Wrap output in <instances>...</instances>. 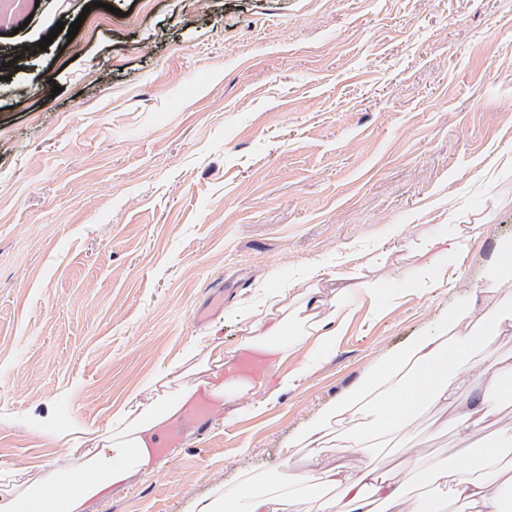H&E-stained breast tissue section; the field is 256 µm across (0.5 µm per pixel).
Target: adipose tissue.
<instances>
[{"label":"adipose tissue","instance_id":"adipose-tissue-1","mask_svg":"<svg viewBox=\"0 0 512 512\" xmlns=\"http://www.w3.org/2000/svg\"><path fill=\"white\" fill-rule=\"evenodd\" d=\"M467 240L457 234L432 235L412 258L431 287L448 280ZM323 280L311 273L303 291L270 289L265 301L241 319L238 351L285 361L298 347L312 344L323 352L341 334L348 317L343 292L332 301L322 297ZM512 335V246L497 247L482 284L470 301L447 320L384 358L341 399L326 406L289 443L287 459L269 473L244 472L215 492L199 512H448L449 501L469 512H512V504L492 491L506 433L481 448L480 469L464 463L452 469L430 465L418 472L387 475L376 468L351 474L326 465L329 448L359 451L373 440L410 437L418 421L455 402L460 383L512 393V356L492 352ZM224 360V342L210 337L206 352L180 363L153 386L146 401L136 403L112 428L97 438L93 454L73 476L48 472L42 482L11 488L14 469L0 468V512H86L91 500L104 497L130 475L152 467L151 445L166 424L183 411L192 396L187 378L205 380Z\"/></svg>","mask_w":512,"mask_h":512}]
</instances>
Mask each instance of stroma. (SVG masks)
Returning a JSON list of instances; mask_svg holds the SVG:
<instances>
[{
	"label": "stroma",
	"instance_id": "obj_1",
	"mask_svg": "<svg viewBox=\"0 0 512 512\" xmlns=\"http://www.w3.org/2000/svg\"><path fill=\"white\" fill-rule=\"evenodd\" d=\"M395 225L410 280L426 236H474L456 280L378 317L352 291L295 388L226 407L89 512H196L467 302L512 239V0H23L0 16V467L76 468L210 332L236 346L228 309L350 272Z\"/></svg>",
	"mask_w": 512,
	"mask_h": 512
}]
</instances>
